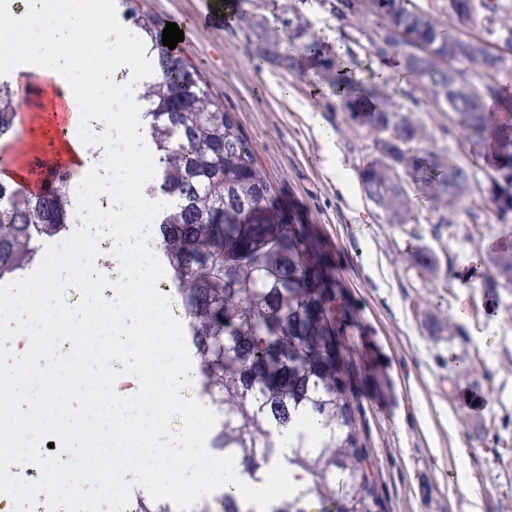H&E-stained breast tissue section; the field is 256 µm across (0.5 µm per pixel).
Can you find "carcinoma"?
Instances as JSON below:
<instances>
[{
    "label": "carcinoma",
    "instance_id": "carcinoma-1",
    "mask_svg": "<svg viewBox=\"0 0 512 512\" xmlns=\"http://www.w3.org/2000/svg\"><path fill=\"white\" fill-rule=\"evenodd\" d=\"M116 2L160 67V76L141 95L151 118L155 188L172 201L158 224V248L169 263L205 386L224 396V429L217 442L224 444V455L237 459L242 475L264 476L277 455V437L307 413L323 437L312 446L306 432H299L287 461L306 474L308 487L273 502L268 512H383L356 427L349 365L336 362L342 321L333 312L336 283L322 254L297 214L277 204L233 113L213 100L187 56L162 44L159 18L141 9L139 0ZM458 2L462 21L471 27L512 36V6L506 0H448V6ZM332 13L339 20L373 17L374 53L402 57L404 73L414 80L407 93L413 107L405 110L382 96L392 78L380 76L378 91L368 96L319 43L301 47L305 60L332 72L341 110L361 119L367 134L375 136L380 157L360 170L367 198L395 224L418 222L402 184V175L411 174L434 200L439 224H453L459 214L483 205L472 192L473 175L456 155H430L420 147L426 129L412 118L413 108L425 103L438 108V95L448 91L454 111L468 116L465 126L453 123L448 134L469 145L490 142L489 180L499 189L491 202L507 219L512 124L501 133L490 127L486 112L487 100L499 97L503 87L495 80H473V73L496 74L504 64L443 28L432 13L411 7V0H334ZM254 52L279 65L290 61L265 28ZM16 104L15 83L0 81V140L15 137ZM71 176L69 170L57 172L40 195L0 179V279L26 270L41 236L52 237L69 223L65 184ZM412 258L418 268L437 273L424 248L415 247ZM488 268L511 284L512 249L492 255ZM222 512L254 510L226 492Z\"/></svg>",
    "mask_w": 512,
    "mask_h": 512
}]
</instances>
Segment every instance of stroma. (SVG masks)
<instances>
[{"instance_id": "obj_1", "label": "stroma", "mask_w": 512, "mask_h": 512, "mask_svg": "<svg viewBox=\"0 0 512 512\" xmlns=\"http://www.w3.org/2000/svg\"><path fill=\"white\" fill-rule=\"evenodd\" d=\"M227 26L196 19L204 0H140L161 20L187 23L182 50L215 101L233 112L279 201L308 224L337 284L361 439L385 512H512V285L494 281L489 253L512 243L494 208L438 223L416 197L419 223L393 224L365 196L359 171L374 141L337 107L330 75L298 60L283 69L253 52L257 25L281 48L298 30L355 60L358 85L386 66L355 21L328 0H238ZM422 146L453 152L487 187L482 146H460L448 115L422 111ZM421 246L452 279L418 269Z\"/></svg>"}]
</instances>
